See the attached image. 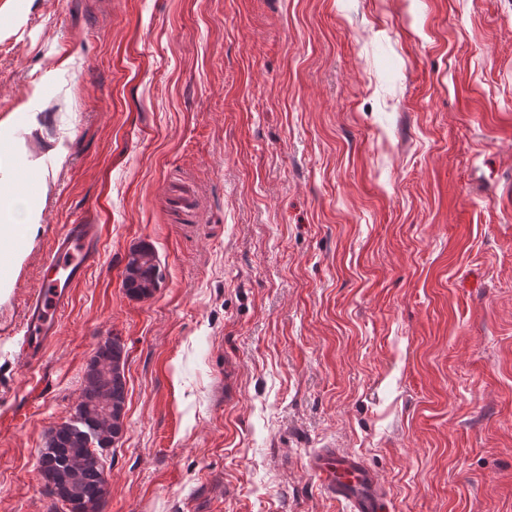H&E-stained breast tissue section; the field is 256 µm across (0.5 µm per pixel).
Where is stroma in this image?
I'll list each match as a JSON object with an SVG mask.
<instances>
[{"label":"stroma","mask_w":512,"mask_h":512,"mask_svg":"<svg viewBox=\"0 0 512 512\" xmlns=\"http://www.w3.org/2000/svg\"><path fill=\"white\" fill-rule=\"evenodd\" d=\"M4 152L48 191L0 292V512L125 346L101 512H512V0H0ZM34 112L39 126L28 130ZM68 155L55 166L53 150ZM102 227L41 362L17 333L67 224ZM160 268L123 286L128 253ZM143 257L137 263V258H128L125 270L123 285L126 291L137 297H145L152 294L159 282V270L156 264L155 255L152 249L142 246L131 251ZM311 468L324 489L349 504L351 512H386V497L361 457L323 448L311 459Z\"/></svg>","instance_id":"stroma-1"}]
</instances>
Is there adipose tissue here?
<instances>
[{
	"mask_svg": "<svg viewBox=\"0 0 512 512\" xmlns=\"http://www.w3.org/2000/svg\"><path fill=\"white\" fill-rule=\"evenodd\" d=\"M39 173L37 161L11 155L0 157V254H11L16 263L24 256L27 245L13 241L11 225H24L30 232L42 222L44 195L28 187L31 176Z\"/></svg>",
	"mask_w": 512,
	"mask_h": 512,
	"instance_id": "1",
	"label": "adipose tissue"
}]
</instances>
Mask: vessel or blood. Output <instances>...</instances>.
<instances>
[{"instance_id":"b4317fda","label":"vessel or blood","mask_w":512,"mask_h":512,"mask_svg":"<svg viewBox=\"0 0 512 512\" xmlns=\"http://www.w3.org/2000/svg\"><path fill=\"white\" fill-rule=\"evenodd\" d=\"M102 227L98 224H69L54 240L45 260L52 274L28 298L18 356L35 366L57 334L59 319L69 304L73 288L82 281L98 255ZM311 468L324 489L349 504L351 512H387L384 493L361 457L333 448L319 450Z\"/></svg>"}]
</instances>
